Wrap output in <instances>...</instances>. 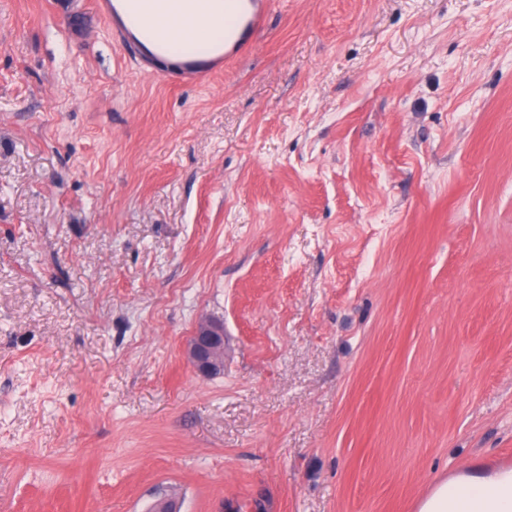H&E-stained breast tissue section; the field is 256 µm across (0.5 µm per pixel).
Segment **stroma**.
<instances>
[{
  "label": "stroma",
  "instance_id": "obj_1",
  "mask_svg": "<svg viewBox=\"0 0 512 512\" xmlns=\"http://www.w3.org/2000/svg\"><path fill=\"white\" fill-rule=\"evenodd\" d=\"M509 453L512 0H273L208 76L0 0V512H418ZM187 357L202 376L224 370V324L213 321L200 324L187 343Z\"/></svg>",
  "mask_w": 512,
  "mask_h": 512
}]
</instances>
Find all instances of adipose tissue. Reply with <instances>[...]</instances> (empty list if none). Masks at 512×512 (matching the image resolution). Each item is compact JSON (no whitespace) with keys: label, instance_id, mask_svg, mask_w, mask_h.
I'll list each match as a JSON object with an SVG mask.
<instances>
[{"label":"adipose tissue","instance_id":"obj_1","mask_svg":"<svg viewBox=\"0 0 512 512\" xmlns=\"http://www.w3.org/2000/svg\"><path fill=\"white\" fill-rule=\"evenodd\" d=\"M124 23L150 53L170 41L172 60L188 43L204 39L224 46V0H151L139 18ZM420 512H512V473L477 471L445 482L423 500Z\"/></svg>","mask_w":512,"mask_h":512}]
</instances>
